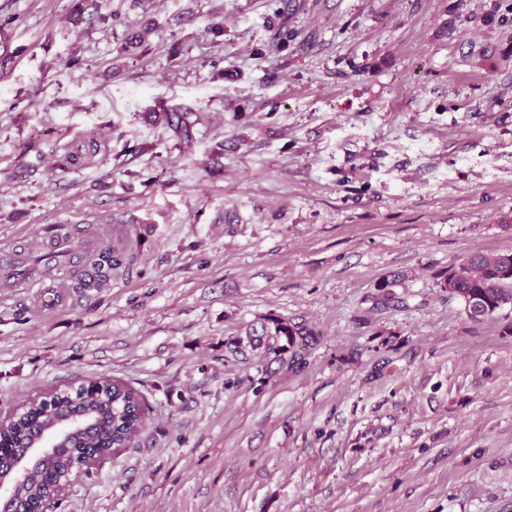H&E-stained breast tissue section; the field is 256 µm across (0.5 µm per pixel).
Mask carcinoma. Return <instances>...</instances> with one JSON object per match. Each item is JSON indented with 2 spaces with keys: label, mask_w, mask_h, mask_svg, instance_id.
Wrapping results in <instances>:
<instances>
[{
  "label": "carcinoma",
  "mask_w": 512,
  "mask_h": 512,
  "mask_svg": "<svg viewBox=\"0 0 512 512\" xmlns=\"http://www.w3.org/2000/svg\"><path fill=\"white\" fill-rule=\"evenodd\" d=\"M154 122H162L179 138L190 140L194 128L200 123V114L190 109L152 113ZM121 262L117 249H106L97 255L95 264L101 269H112ZM512 266V255L505 253H473L459 264L451 265L444 272L445 280L454 285L450 298L457 300L463 313L473 320L480 314L492 317L507 306H512V273L505 269ZM256 344H264L273 359L295 367L305 364V355L312 346L315 333L304 324L286 319L270 318L253 331ZM84 410L87 419H102L98 430L85 437L87 447H94L97 440L107 443L112 453L118 454L137 445L146 426L149 407L145 398L135 388L118 379L103 378L98 386L87 391L76 387L68 394L47 393L33 398L20 416L0 428V439L6 443L26 444L32 432L44 426L56 428V417L72 407ZM95 464L88 462L82 449L61 450L47 458L42 467L26 478V499L18 500L16 509L29 512L43 500L59 497L57 489L47 482L45 475H61L71 469L93 475Z\"/></svg>",
  "instance_id": "carcinoma-1"
}]
</instances>
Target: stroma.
Instances as JSON below:
<instances>
[{
    "instance_id": "obj_1",
    "label": "stroma",
    "mask_w": 512,
    "mask_h": 512,
    "mask_svg": "<svg viewBox=\"0 0 512 512\" xmlns=\"http://www.w3.org/2000/svg\"><path fill=\"white\" fill-rule=\"evenodd\" d=\"M99 2L0 0V242L88 232L65 310L0 281V412L98 377L150 407L65 512H512V309L441 286L512 252V0ZM270 317L303 367L232 353ZM153 122H162L170 128L180 139L190 140L194 128L200 124V114L190 109L172 110L164 112H152Z\"/></svg>"
}]
</instances>
